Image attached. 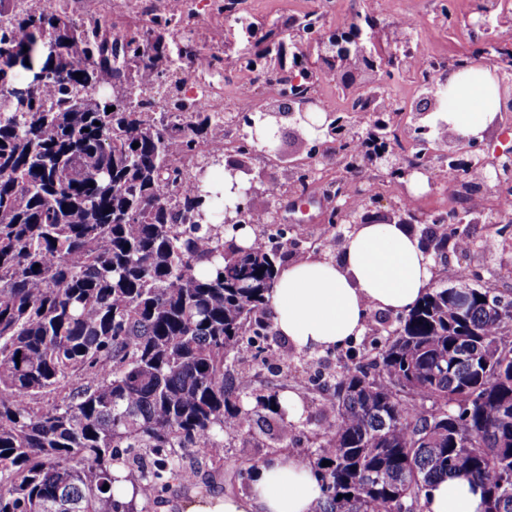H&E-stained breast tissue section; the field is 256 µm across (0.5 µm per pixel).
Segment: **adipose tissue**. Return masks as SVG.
<instances>
[{
    "label": "adipose tissue",
    "instance_id": "obj_1",
    "mask_svg": "<svg viewBox=\"0 0 512 512\" xmlns=\"http://www.w3.org/2000/svg\"><path fill=\"white\" fill-rule=\"evenodd\" d=\"M451 129L478 135L492 125L496 87L489 69L448 78ZM434 261L407 225H358L336 261L305 259L281 269L274 288V328L300 350L339 345L365 330L371 312H406L429 286ZM320 492L309 467L278 457L261 466L249 496H211L184 503L183 512H316ZM480 489L457 476L435 482L426 512H481Z\"/></svg>",
    "mask_w": 512,
    "mask_h": 512
}]
</instances>
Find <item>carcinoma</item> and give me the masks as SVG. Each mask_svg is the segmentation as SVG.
I'll return each instance as SVG.
<instances>
[{
    "label": "carcinoma",
    "instance_id": "obj_1",
    "mask_svg": "<svg viewBox=\"0 0 512 512\" xmlns=\"http://www.w3.org/2000/svg\"><path fill=\"white\" fill-rule=\"evenodd\" d=\"M17 2L0 0V512L189 500L201 461L224 465V436L251 430L257 373L236 354L267 349L285 231L224 240V189L183 164L202 145L199 172L221 164L225 130L162 83L187 0L113 39ZM266 59L246 62L253 94L288 90ZM456 216L427 219L426 251L448 254ZM489 293L428 287L321 387L319 512H424L448 475L512 512V309ZM256 403L283 414L276 391Z\"/></svg>",
    "mask_w": 512,
    "mask_h": 512
}]
</instances>
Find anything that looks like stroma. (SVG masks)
Listing matches in <instances>:
<instances>
[{"mask_svg":"<svg viewBox=\"0 0 512 512\" xmlns=\"http://www.w3.org/2000/svg\"><path fill=\"white\" fill-rule=\"evenodd\" d=\"M301 14H316L320 17L322 31L336 28L339 18L372 9L380 26L390 27L401 16L416 17L426 15L428 26L407 29V45L388 43L382 51L386 59L403 56L405 48H423L429 60L454 61L465 57L474 49V43L467 34L465 14L471 9L472 0H300ZM218 0H189L196 13L199 27V48L203 55L220 56L221 61L210 69L189 70L181 56L184 41L181 37H168V55L171 64L168 70L170 79L183 85L203 81L213 94L223 95L233 91L246 76L245 61L253 56L262 44L261 33L250 34L241 26H225L224 14L217 8ZM95 8L107 22V36L116 37L134 31L143 23L142 18L129 14L118 0H72L69 15L72 19L84 17L86 8ZM302 53L306 68L319 71L317 82L331 102L344 101L346 92L340 81L332 75L323 74L318 53L317 40L302 37L300 42L288 41L284 44L285 56ZM420 71L401 67L393 76L385 73L366 76L369 90L393 106L415 101L421 84ZM310 141L304 140L294 124L282 125L277 134L276 147L282 159L274 165L260 163L252 155L241 156L235 149L224 154L226 164L245 163L256 181L257 191L249 196L246 205L250 211L263 214L277 210L289 223L302 224L307 238L299 244L284 243L283 250L287 261H296L313 256L324 260L338 259L346 236L352 227L348 224L329 225L328 204L320 190L303 195L299 192L294 169L289 168V160L305 158ZM448 181L447 169L436 167L425 175L421 187L412 183L389 182L387 188L370 204L369 211L375 218L394 217L402 204L403 196L415 200L418 211L438 215L456 208L454 197L443 196L442 191ZM281 185L282 191L272 197L265 193L267 183ZM470 235L471 247L463 254L448 256L450 274L444 279V286L457 285L455 271L466 267L480 274V284L486 288L512 290V224H469L465 227ZM369 335L363 334L341 345L314 352H299L278 335L267 339L270 349L284 355L287 365L283 368L263 367L252 384V396L246 397V404H253L254 393L271 390L280 395L292 394L300 397L301 416L298 426L289 431L287 439L268 432L263 422H255L251 433L227 436L224 439V480L211 488L214 496H246L251 491V480L240 477L238 471L249 461L271 456L272 454L307 458L312 444V435L317 432L323 417L319 395L315 390L316 380L334 383L343 364L348 363L350 350L370 343Z\"/></svg>","mask_w":512,"mask_h":512,"instance_id":"1","label":"stroma"}]
</instances>
